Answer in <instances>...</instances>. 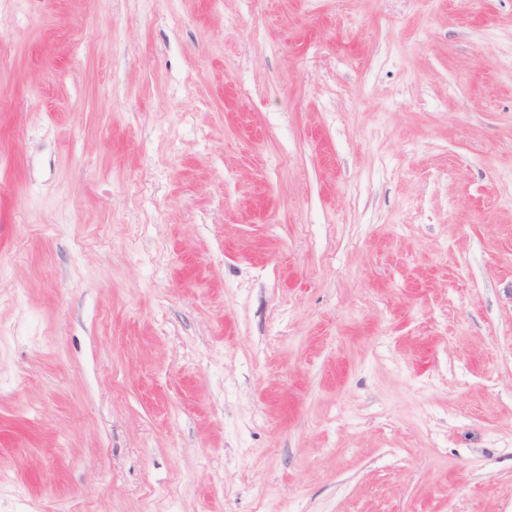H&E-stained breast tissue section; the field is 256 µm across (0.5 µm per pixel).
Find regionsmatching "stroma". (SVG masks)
<instances>
[{"mask_svg": "<svg viewBox=\"0 0 512 512\" xmlns=\"http://www.w3.org/2000/svg\"><path fill=\"white\" fill-rule=\"evenodd\" d=\"M0 512H512V0H0Z\"/></svg>", "mask_w": 512, "mask_h": 512, "instance_id": "obj_1", "label": "stroma"}]
</instances>
